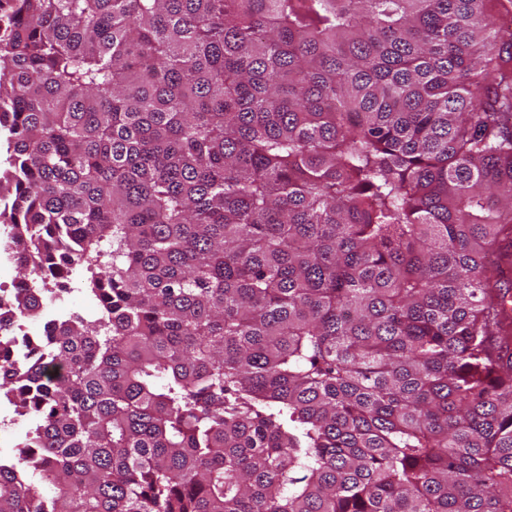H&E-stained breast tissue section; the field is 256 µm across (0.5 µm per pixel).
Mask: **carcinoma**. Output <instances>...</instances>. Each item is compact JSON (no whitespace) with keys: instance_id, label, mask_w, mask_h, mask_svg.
<instances>
[{"instance_id":"cac0c4a2","label":"carcinoma","mask_w":512,"mask_h":512,"mask_svg":"<svg viewBox=\"0 0 512 512\" xmlns=\"http://www.w3.org/2000/svg\"><path fill=\"white\" fill-rule=\"evenodd\" d=\"M486 2L0 0V512H512ZM70 288H77V290L72 293H69V290L64 293H58L57 291L45 292L44 296L47 298L53 295L60 297L61 301L59 302L67 309V316L71 313L87 315L83 310V301L88 300V296L84 289H80L83 287L80 285L77 277L72 278ZM43 320L38 325H30L22 321H14L10 327L11 335L14 336H37L42 332L44 335L45 327H51V323L62 317L63 309H61L57 303L56 298H51L49 302H45L42 305Z\"/></svg>"}]
</instances>
